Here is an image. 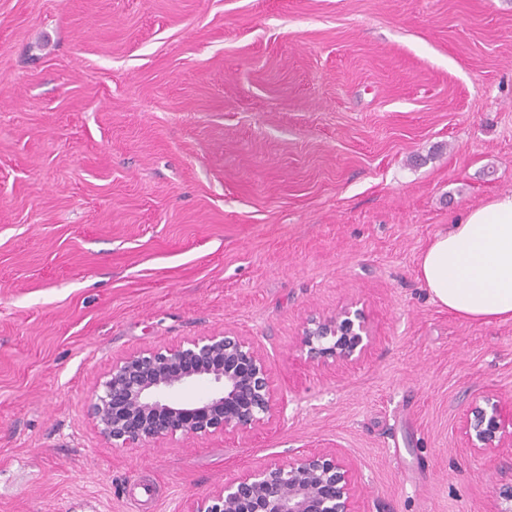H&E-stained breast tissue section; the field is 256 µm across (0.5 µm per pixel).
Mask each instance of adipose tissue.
Returning <instances> with one entry per match:
<instances>
[{"label": "adipose tissue", "mask_w": 512, "mask_h": 512, "mask_svg": "<svg viewBox=\"0 0 512 512\" xmlns=\"http://www.w3.org/2000/svg\"><path fill=\"white\" fill-rule=\"evenodd\" d=\"M418 274L432 299L458 316L512 322V192L468 208L436 234Z\"/></svg>", "instance_id": "obj_1"}]
</instances>
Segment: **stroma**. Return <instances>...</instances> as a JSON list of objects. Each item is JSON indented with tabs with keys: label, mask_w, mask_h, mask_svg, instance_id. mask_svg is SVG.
Returning <instances> with one entry per match:
<instances>
[{
	"label": "stroma",
	"mask_w": 512,
	"mask_h": 512,
	"mask_svg": "<svg viewBox=\"0 0 512 512\" xmlns=\"http://www.w3.org/2000/svg\"><path fill=\"white\" fill-rule=\"evenodd\" d=\"M512 191V0H0V512H189L224 482L341 450L353 512H500L512 322L432 301L422 251ZM358 301L356 361L313 315ZM229 330L283 414L112 447L113 361ZM371 336L364 310L350 303L334 314L310 317L302 326L300 347L317 365L355 361L366 352ZM510 426V430L509 427ZM462 428L468 448L479 454H491L512 447V407L508 425L503 407L494 395H485L472 402Z\"/></svg>",
	"instance_id": "obj_1"
}]
</instances>
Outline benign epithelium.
Returning a JSON list of instances; mask_svg holds the SVG:
<instances>
[{
  "instance_id": "benign-epithelium-1",
  "label": "benign epithelium",
  "mask_w": 512,
  "mask_h": 512,
  "mask_svg": "<svg viewBox=\"0 0 512 512\" xmlns=\"http://www.w3.org/2000/svg\"><path fill=\"white\" fill-rule=\"evenodd\" d=\"M370 340L364 310L350 303L310 317L300 347L319 365L355 361ZM197 383L209 386L205 395L176 397ZM284 409L274 399L266 356L253 341L226 330L127 355L95 383L88 401L99 433L114 448H139L177 434L249 433ZM462 428L476 453L512 447V419L504 420L493 395L472 402ZM353 496V473L343 454L314 452L228 481L197 499L192 512H353Z\"/></svg>"
}]
</instances>
